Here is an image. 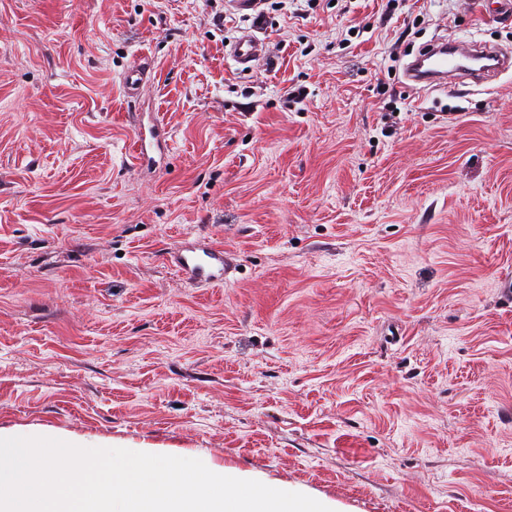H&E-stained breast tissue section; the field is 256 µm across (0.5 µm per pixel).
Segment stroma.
<instances>
[{"label": "stroma", "instance_id": "obj_1", "mask_svg": "<svg viewBox=\"0 0 512 512\" xmlns=\"http://www.w3.org/2000/svg\"><path fill=\"white\" fill-rule=\"evenodd\" d=\"M263 9L0 0V428L203 457L348 512H512V70L464 93L403 76L433 43L512 50V16ZM199 236L223 286L162 259ZM265 43L251 31H246L231 47V55L240 64L258 60L265 53Z\"/></svg>", "mask_w": 512, "mask_h": 512}]
</instances>
